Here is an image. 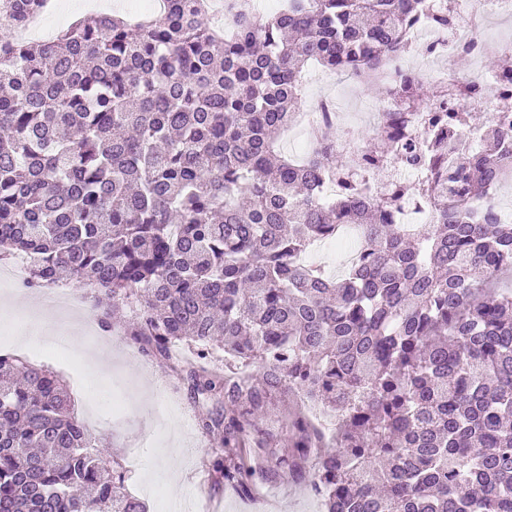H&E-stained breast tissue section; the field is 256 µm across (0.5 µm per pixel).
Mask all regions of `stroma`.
Listing matches in <instances>:
<instances>
[{"mask_svg": "<svg viewBox=\"0 0 512 512\" xmlns=\"http://www.w3.org/2000/svg\"><path fill=\"white\" fill-rule=\"evenodd\" d=\"M323 97L335 98L348 109L336 128L338 136L359 144L371 134L380 90L339 74L306 73L301 111H310ZM79 298L94 318L88 330L79 331L78 348L63 353L43 344L24 346L13 341L9 327L0 326V354L45 366L61 376L78 418L107 456L120 460L127 486L146 498L151 512H162V502L175 498L191 506L203 503L208 512H320L321 500L313 488L314 468L310 465L295 477L256 480L245 493L219 485L212 470L216 441L198 428L196 410L176 374L143 354L122 329L106 334L104 343L90 340L89 330L99 327V294L85 289ZM105 344L112 348V376L101 380L96 388H88L81 354L100 350ZM149 384L158 392L147 413H117L120 401L137 400ZM173 442L181 455L175 462V481L170 484L165 465L154 451Z\"/></svg>", "mask_w": 512, "mask_h": 512, "instance_id": "stroma-1", "label": "stroma"}]
</instances>
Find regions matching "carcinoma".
<instances>
[{
    "mask_svg": "<svg viewBox=\"0 0 512 512\" xmlns=\"http://www.w3.org/2000/svg\"><path fill=\"white\" fill-rule=\"evenodd\" d=\"M47 0H0V27ZM132 20L87 13L38 47L0 42V253L32 261L27 288L104 294L101 326L177 364L199 428L219 436L218 483L248 489L278 411L281 463L315 461L323 512H512V133L428 112L445 91L393 83L426 0H288L273 15L169 0ZM382 86L388 112L347 148L334 123L302 161L281 134L311 64ZM427 113L428 131L413 119ZM479 133L477 150L458 143ZM418 170L431 224L389 170ZM382 184L367 195L361 181ZM484 203V212L474 203ZM348 226L361 238L334 277L307 261ZM224 352V370L206 362ZM0 354V512H146L74 414L57 375ZM303 396L336 419L331 437Z\"/></svg>",
    "mask_w": 512,
    "mask_h": 512,
    "instance_id": "carcinoma-1",
    "label": "carcinoma"
}]
</instances>
